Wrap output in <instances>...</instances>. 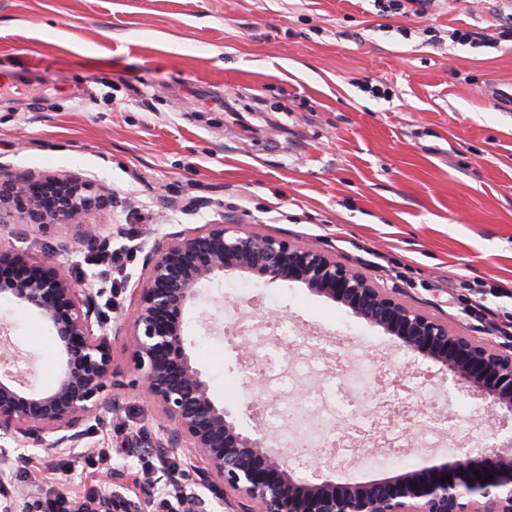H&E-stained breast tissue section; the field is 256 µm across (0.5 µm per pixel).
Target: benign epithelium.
Returning a JSON list of instances; mask_svg holds the SVG:
<instances>
[{
    "label": "benign epithelium",
    "instance_id": "1",
    "mask_svg": "<svg viewBox=\"0 0 512 512\" xmlns=\"http://www.w3.org/2000/svg\"><path fill=\"white\" fill-rule=\"evenodd\" d=\"M105 198L76 175L37 178L0 169V223L17 227L16 240L36 231L72 230L75 244L110 246L90 222ZM0 283V298L16 300L51 329L60 364L54 382L27 389L10 354L0 358V441L75 450L90 434L112 427L122 410L113 390L111 340L132 339L130 361L145 401L160 414L157 432L136 433L142 448H163L181 475L207 488L228 512H512V438L449 464L406 470L368 482L318 480L291 462L292 450L266 430L240 428L235 413L216 403L186 347L183 314L205 283L226 272L267 282L301 281L344 305L351 315L395 337L400 349L441 365L450 387L512 418V353L483 343L373 285L329 253L245 230L204 224L154 241L133 285L130 315H111L108 275L76 283L62 270ZM492 475L483 484L475 473ZM445 482H440V479Z\"/></svg>",
    "mask_w": 512,
    "mask_h": 512
}]
</instances>
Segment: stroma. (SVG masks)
Returning <instances> with one entry per match:
<instances>
[{
	"mask_svg": "<svg viewBox=\"0 0 512 512\" xmlns=\"http://www.w3.org/2000/svg\"><path fill=\"white\" fill-rule=\"evenodd\" d=\"M509 12L512 0H434L424 19L378 15L369 0H0V166L77 174L111 193L93 221L112 249H126L127 272L140 273L147 236L241 224L326 249L449 330L498 346L500 326L512 321V298L498 291L512 282V111L483 90L512 79V44L462 46L448 33H494ZM368 82L385 97L363 92ZM227 96L235 111L211 107ZM70 237L65 226L31 234L29 262L65 267L76 280L97 272V251L60 252ZM478 299L492 315L479 316ZM271 315L336 352L316 348L289 365L288 389L262 395L270 407L308 404L334 359L362 349L379 369L445 397L451 414L475 407L449 396L439 364L398 350L342 304L297 281L229 273L185 320L214 400L243 429L261 418L246 407L249 360L224 325ZM1 323L33 385H50L59 350L46 324L4 298ZM120 397V419L90 439L93 449H113L111 469L83 454L8 444L0 507L36 512L37 484L68 496L118 493L147 512L150 497L177 487L200 495L198 512H224L193 482L164 471L150 484L138 478L133 437L156 432L158 418L134 392ZM402 426L373 438L384 465L365 467L349 450L324 458L322 476L371 481L512 436L488 416L468 430L451 417L432 438Z\"/></svg>",
	"mask_w": 512,
	"mask_h": 512,
	"instance_id": "1",
	"label": "stroma"
}]
</instances>
